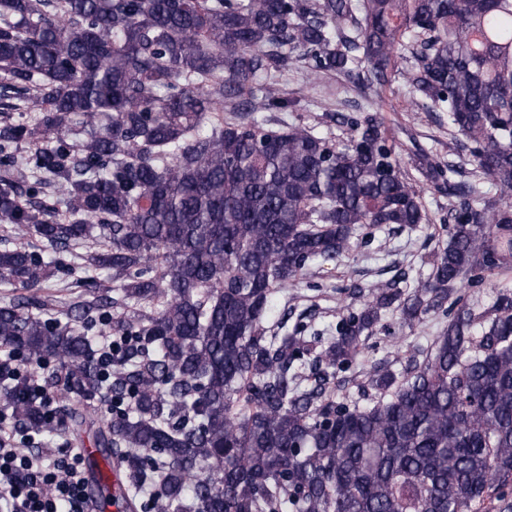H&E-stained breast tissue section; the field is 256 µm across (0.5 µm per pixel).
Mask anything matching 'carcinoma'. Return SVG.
Returning a JSON list of instances; mask_svg holds the SVG:
<instances>
[{"mask_svg": "<svg viewBox=\"0 0 512 512\" xmlns=\"http://www.w3.org/2000/svg\"><path fill=\"white\" fill-rule=\"evenodd\" d=\"M294 58L371 93L400 75L472 157L453 182L421 156L447 184L448 243L424 281L347 289L367 298L331 336L265 327L272 295L429 216L377 117L339 114L342 144L258 121L293 107ZM487 183L512 191V0H0V346L75 375L112 419L45 417L24 372L0 379V410L40 435L98 425L130 512L491 509L512 482V285L451 299L512 273V206ZM386 311L453 315L423 359L335 396ZM505 276H491L486 278L481 284L457 288L452 299L461 297L467 303H486L494 295L498 284L504 281Z\"/></svg>", "mask_w": 512, "mask_h": 512, "instance_id": "cac0c4a2", "label": "carcinoma"}]
</instances>
